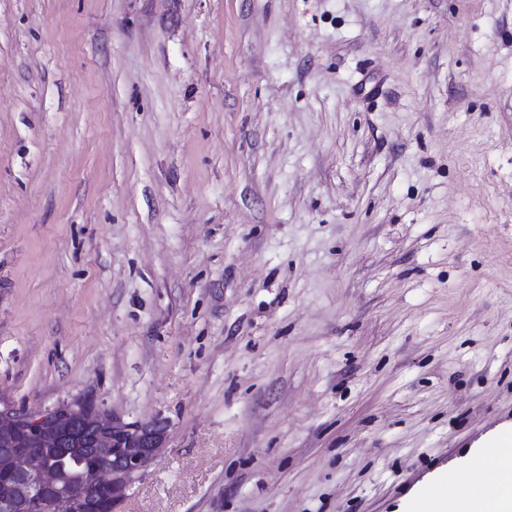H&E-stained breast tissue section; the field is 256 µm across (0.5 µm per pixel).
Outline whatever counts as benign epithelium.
<instances>
[{
    "instance_id": "7a95c632",
    "label": "benign epithelium",
    "mask_w": 512,
    "mask_h": 512,
    "mask_svg": "<svg viewBox=\"0 0 512 512\" xmlns=\"http://www.w3.org/2000/svg\"><path fill=\"white\" fill-rule=\"evenodd\" d=\"M97 413L92 464L68 480L49 460L50 449H66L86 413ZM166 426L160 421L127 422L107 416L91 399L75 398L48 408L0 407V447L8 451L9 490L0 494V512H98L97 499L112 507L164 447Z\"/></svg>"
}]
</instances>
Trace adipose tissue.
I'll return each instance as SVG.
<instances>
[{"mask_svg":"<svg viewBox=\"0 0 512 512\" xmlns=\"http://www.w3.org/2000/svg\"><path fill=\"white\" fill-rule=\"evenodd\" d=\"M478 456L467 493L457 490L460 473L446 471L408 502L406 512H512V428L495 433Z\"/></svg>","mask_w":512,"mask_h":512,"instance_id":"obj_1","label":"adipose tissue"}]
</instances>
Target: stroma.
<instances>
[{
    "instance_id": "35a3bbf8",
    "label": "stroma",
    "mask_w": 512,
    "mask_h": 512,
    "mask_svg": "<svg viewBox=\"0 0 512 512\" xmlns=\"http://www.w3.org/2000/svg\"><path fill=\"white\" fill-rule=\"evenodd\" d=\"M167 421L120 512H403L512 422V0H0V402Z\"/></svg>"
}]
</instances>
